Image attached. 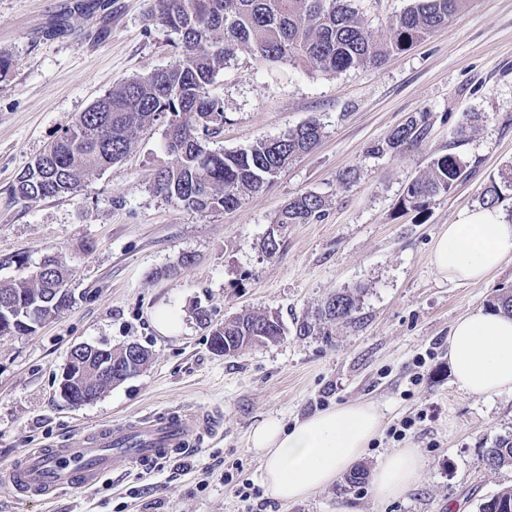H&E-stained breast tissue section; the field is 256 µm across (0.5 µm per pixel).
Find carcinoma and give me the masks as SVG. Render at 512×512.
I'll return each instance as SVG.
<instances>
[{
	"instance_id": "obj_1",
	"label": "carcinoma",
	"mask_w": 512,
	"mask_h": 512,
	"mask_svg": "<svg viewBox=\"0 0 512 512\" xmlns=\"http://www.w3.org/2000/svg\"><path fill=\"white\" fill-rule=\"evenodd\" d=\"M354 0H155L153 20L175 35L180 48L175 61L162 69L135 76L108 89L80 113L17 178L12 197L18 201L62 197L77 192L84 178L126 156L137 133L166 122L170 166L159 168L154 190L197 214L228 210L260 192L297 157L313 150L322 126L305 122L287 134L260 140L246 149L216 151L210 139L224 126V105L209 87L224 60L239 49L262 62H302L322 73L377 66L385 55L403 51L448 25L467 0H411L386 44L370 40ZM426 117H409L375 154L397 152L425 135ZM467 178L464 162L454 154L433 159L427 175L407 185L401 204L420 210L428 199L450 193ZM512 191V178L487 187L481 197L487 208L499 206ZM324 199L313 192L295 196L280 210L275 224H313L324 216ZM71 269L56 258L40 271L0 284V336L27 334L35 327L17 322L11 330L3 320L18 307L39 305L45 289H57L58 302L44 308L53 314L69 304L65 288ZM491 310L512 316V290L495 295ZM356 299L347 292L331 296L321 315L330 323L351 318ZM279 318L271 313H245L224 320L211 332L214 351L232 355L256 343L283 336ZM482 464L489 470L512 468V440L485 449ZM479 512H512V488L483 499Z\"/></svg>"
}]
</instances>
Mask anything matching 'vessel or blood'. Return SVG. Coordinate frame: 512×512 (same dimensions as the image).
<instances>
[{"instance_id":"obj_1","label":"vessel or blood","mask_w":512,"mask_h":512,"mask_svg":"<svg viewBox=\"0 0 512 512\" xmlns=\"http://www.w3.org/2000/svg\"><path fill=\"white\" fill-rule=\"evenodd\" d=\"M206 420V415L184 410L165 417L119 422L72 438L60 448L32 450L11 465L5 479L32 498L90 487L118 462L147 469L181 454L188 437L203 429Z\"/></svg>"}]
</instances>
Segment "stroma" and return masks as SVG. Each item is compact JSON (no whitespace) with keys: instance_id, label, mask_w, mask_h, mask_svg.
Listing matches in <instances>:
<instances>
[{"instance_id":"35a3bbf8","label":"stroma","mask_w":512,"mask_h":512,"mask_svg":"<svg viewBox=\"0 0 512 512\" xmlns=\"http://www.w3.org/2000/svg\"><path fill=\"white\" fill-rule=\"evenodd\" d=\"M0 0V282L29 275L48 255L72 267L71 302L30 335L0 336V471L34 448L127 419L183 410L210 416L189 451L150 470L125 465L90 489L29 499L0 480V512H478L512 487V468L485 469L481 455L512 438V393L460 394L448 365L454 320L512 289V257L480 283L443 280L430 262L443 226L481 207L491 183L512 173V0H469L465 12L378 67L325 75L268 64L240 50L211 92L225 122L210 146L224 151L274 139L316 120L321 143L261 194L234 210H184L153 189L171 164L165 123L139 132L130 153L88 174L72 196L17 202L15 178L110 87L172 64V37L153 24V0ZM410 0H355L368 36L386 42ZM427 131L399 154L369 148L411 115ZM472 120L465 138L456 130ZM454 153L469 176L421 210L399 206L407 184L433 158ZM355 170L343 184L342 171ZM326 201L314 224H292L270 258L261 244L279 210L298 194ZM339 291L357 298L351 321L321 319ZM161 306L180 313L179 335L152 323ZM245 312L276 314L280 340L233 355L210 346L213 327ZM138 342L151 358L139 376L74 407L58 391L71 348L120 349ZM425 365H417L418 356ZM374 402L381 436L358 466L373 472L397 445L427 465L405 497L376 500L369 482L337 481L297 503L272 498L247 437L260 421L285 424L350 402ZM416 424L403 440L392 426ZM232 484H225V477ZM255 488L248 501L232 491Z\"/></svg>"}]
</instances>
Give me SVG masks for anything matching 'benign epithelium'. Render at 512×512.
<instances>
[{"label":"benign epithelium","mask_w":512,"mask_h":512,"mask_svg":"<svg viewBox=\"0 0 512 512\" xmlns=\"http://www.w3.org/2000/svg\"><path fill=\"white\" fill-rule=\"evenodd\" d=\"M125 364L115 368L112 365V349L99 346H74L58 379L60 394L69 396V404L82 406L99 398L97 386L100 384L118 385L142 372L139 368L143 348L137 343L126 345ZM98 356L100 361L89 364V359Z\"/></svg>","instance_id":"1"}]
</instances>
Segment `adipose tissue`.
Segmentation results:
<instances>
[{
    "instance_id": "adipose-tissue-1",
    "label": "adipose tissue",
    "mask_w": 512,
    "mask_h": 512,
    "mask_svg": "<svg viewBox=\"0 0 512 512\" xmlns=\"http://www.w3.org/2000/svg\"><path fill=\"white\" fill-rule=\"evenodd\" d=\"M512 257V223L496 209H481L448 225L436 238L431 263L441 278L478 282ZM453 384L465 395L512 392V317L481 308L457 318L448 336ZM382 427L376 407L348 403L311 414L293 425L261 421L248 447L263 462L262 482L271 497L295 503L332 486L363 455ZM425 460L418 449L390 452L371 477L374 497L404 496L418 482Z\"/></svg>"
}]
</instances>
